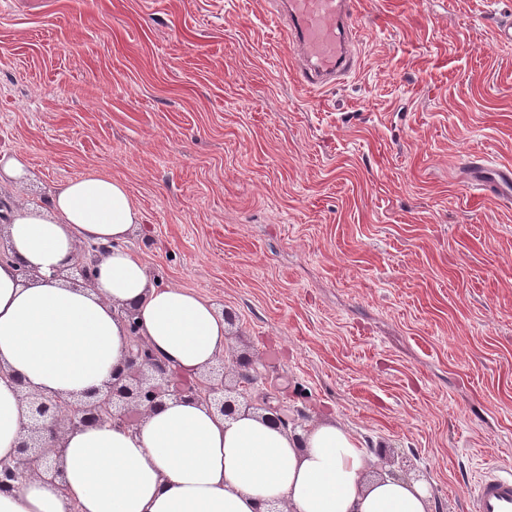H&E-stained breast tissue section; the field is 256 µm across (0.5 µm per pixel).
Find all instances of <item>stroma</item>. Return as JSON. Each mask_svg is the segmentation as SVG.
<instances>
[{"instance_id":"1","label":"stroma","mask_w":512,"mask_h":512,"mask_svg":"<svg viewBox=\"0 0 512 512\" xmlns=\"http://www.w3.org/2000/svg\"><path fill=\"white\" fill-rule=\"evenodd\" d=\"M512 0H360L358 63L319 92L263 0H0V155L20 201L94 171L142 213L151 281L230 312L303 426L426 475L431 512L512 465ZM470 168L480 181L474 184V194L479 196L493 195L499 199L512 197V170L484 164V158L476 157L470 162Z\"/></svg>"}]
</instances>
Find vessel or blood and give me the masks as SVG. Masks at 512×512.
Returning <instances> with one entry per match:
<instances>
[{
	"label": "vessel or blood",
	"mask_w": 512,
	"mask_h": 512,
	"mask_svg": "<svg viewBox=\"0 0 512 512\" xmlns=\"http://www.w3.org/2000/svg\"><path fill=\"white\" fill-rule=\"evenodd\" d=\"M272 17L289 44L295 63L293 82L319 91L338 84L352 72L357 59L358 0H269ZM474 192L501 199L512 197V170L486 165L474 158ZM470 512H512V473L495 468L482 473L475 484H464Z\"/></svg>",
	"instance_id": "b4317fda"
}]
</instances>
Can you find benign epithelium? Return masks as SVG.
Wrapping results in <instances>:
<instances>
[{"label": "benign epithelium", "mask_w": 512, "mask_h": 512, "mask_svg": "<svg viewBox=\"0 0 512 512\" xmlns=\"http://www.w3.org/2000/svg\"><path fill=\"white\" fill-rule=\"evenodd\" d=\"M106 253L105 246L82 247L81 259L66 274V280L75 286L90 285L97 263ZM120 316L126 322L129 338L125 368L111 371L103 389L87 393L76 402L59 394L26 395L29 422L23 427L18 453L0 466V481H22L35 474L40 466L43 474L61 480L60 440L67 431L92 427L106 420L135 430L146 415L171 397L200 398L227 418L235 417L243 406L263 410L270 413L267 420L272 423L285 429L299 427L298 418L288 415L282 403L266 401L258 405L248 398L247 387L258 380L254 360L232 354L221 360V372L206 374L193 383H181L166 361L142 341L133 310L123 307ZM228 372L234 373L232 385L225 382Z\"/></svg>", "instance_id": "1"}]
</instances>
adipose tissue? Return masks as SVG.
I'll return each mask as SVG.
<instances>
[{"mask_svg": "<svg viewBox=\"0 0 512 512\" xmlns=\"http://www.w3.org/2000/svg\"><path fill=\"white\" fill-rule=\"evenodd\" d=\"M140 213L126 187L89 173L24 203L7 227L14 262L0 263V462L17 453L28 405L17 389L67 397L101 385L127 358L116 310L137 309L149 346L183 375L222 357L227 328L213 303L176 286L152 284L123 243ZM84 243L109 246L95 281L72 288L57 270ZM24 264L38 279L21 284ZM65 489L34 475L0 492V512H257L277 499L285 512H430L424 481L367 480L373 456L334 421L303 439L247 412L228 421L204 403L171 399L137 430L112 422L63 436Z\"/></svg>", "mask_w": 512, "mask_h": 512, "instance_id": "adipose-tissue-1", "label": "adipose tissue"}]
</instances>
